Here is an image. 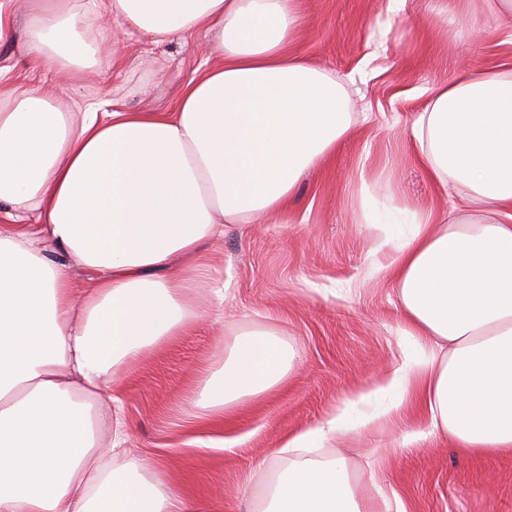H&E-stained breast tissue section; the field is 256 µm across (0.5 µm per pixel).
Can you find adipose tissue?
Returning a JSON list of instances; mask_svg holds the SVG:
<instances>
[{
    "instance_id": "adipose-tissue-1",
    "label": "adipose tissue",
    "mask_w": 512,
    "mask_h": 512,
    "mask_svg": "<svg viewBox=\"0 0 512 512\" xmlns=\"http://www.w3.org/2000/svg\"><path fill=\"white\" fill-rule=\"evenodd\" d=\"M19 10L29 53L72 86L116 64L121 31L159 44L203 30L214 60L170 112H66L53 92L0 84V204L38 214L0 226V512H197L124 449L105 386L197 319L204 245L287 208L350 130L348 93L290 52L299 0H0V38ZM411 134L426 177L458 199L443 223L415 213L379 244L419 347L387 385L424 396L457 447L512 453V73L433 88ZM295 359L275 331L240 333L192 397L199 417L267 395ZM375 418L351 424L342 406L288 439L293 462L247 512H367L346 463L307 452Z\"/></svg>"
}]
</instances>
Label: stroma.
Segmentation results:
<instances>
[{"instance_id": "1", "label": "stroma", "mask_w": 512, "mask_h": 512, "mask_svg": "<svg viewBox=\"0 0 512 512\" xmlns=\"http://www.w3.org/2000/svg\"><path fill=\"white\" fill-rule=\"evenodd\" d=\"M308 18L292 51L347 92L352 129L301 177L285 212L266 224H228L210 255L224 284L196 290L199 319L179 336L121 369L126 446L197 502L200 512H244L270 478L259 461L288 435L323 420L357 395L382 386L403 353L394 284L375 268L387 264L384 235L407 233V210L441 214L440 196L416 164L411 125L437 85L473 67L512 66V26L480 15L481 0H300ZM16 13L0 40V81L56 86L62 103L84 97L117 108L162 112L202 70L208 40L198 31L157 45L125 36L120 66L61 83L24 45ZM272 329L299 360L267 396L238 408L220 425L192 416L189 399L217 371L238 334ZM418 397L361 433L326 444L322 456L346 459L359 495L400 498L408 512H512V454L482 456L427 432ZM424 432L409 442L405 435Z\"/></svg>"}]
</instances>
